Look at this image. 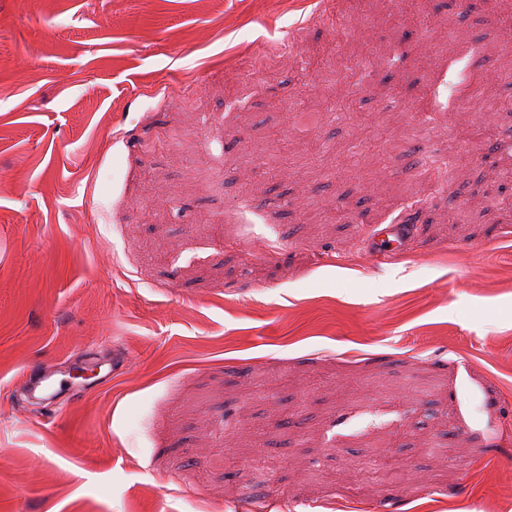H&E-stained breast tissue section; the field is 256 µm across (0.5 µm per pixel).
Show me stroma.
Instances as JSON below:
<instances>
[{
    "mask_svg": "<svg viewBox=\"0 0 512 512\" xmlns=\"http://www.w3.org/2000/svg\"><path fill=\"white\" fill-rule=\"evenodd\" d=\"M511 13L0 0V512H512ZM70 388L65 376L59 377L54 365L46 364L33 378L30 375L27 392L31 400L44 404L53 401L62 391Z\"/></svg>",
    "mask_w": 512,
    "mask_h": 512,
    "instance_id": "1",
    "label": "stroma"
}]
</instances>
